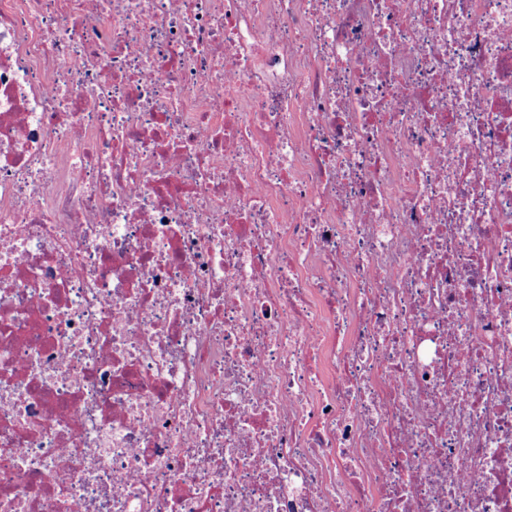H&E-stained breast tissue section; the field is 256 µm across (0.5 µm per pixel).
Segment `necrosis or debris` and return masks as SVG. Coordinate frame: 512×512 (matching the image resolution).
<instances>
[{
  "mask_svg": "<svg viewBox=\"0 0 512 512\" xmlns=\"http://www.w3.org/2000/svg\"><path fill=\"white\" fill-rule=\"evenodd\" d=\"M0 512H512V0H0Z\"/></svg>",
  "mask_w": 512,
  "mask_h": 512,
  "instance_id": "necrosis-or-debris-1",
  "label": "necrosis or debris"
}]
</instances>
